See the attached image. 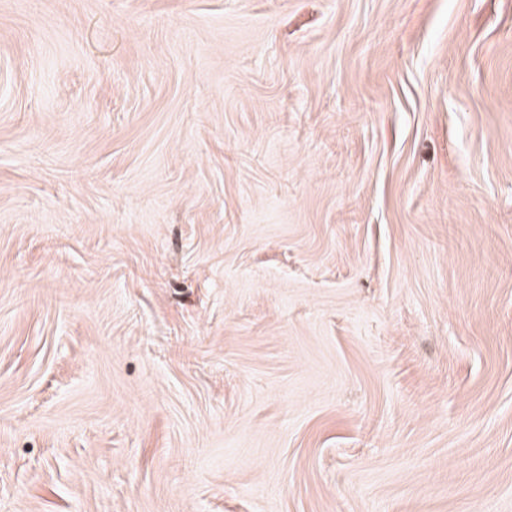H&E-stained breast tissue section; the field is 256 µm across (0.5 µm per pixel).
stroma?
I'll return each mask as SVG.
<instances>
[{
	"label": "stroma",
	"instance_id": "obj_1",
	"mask_svg": "<svg viewBox=\"0 0 512 512\" xmlns=\"http://www.w3.org/2000/svg\"><path fill=\"white\" fill-rule=\"evenodd\" d=\"M0 512H512V0H0Z\"/></svg>",
	"mask_w": 512,
	"mask_h": 512
}]
</instances>
